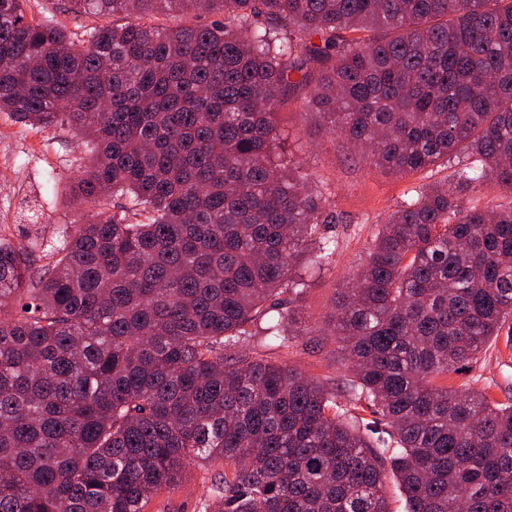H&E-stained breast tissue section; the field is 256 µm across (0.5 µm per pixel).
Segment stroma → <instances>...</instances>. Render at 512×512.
<instances>
[{
	"label": "stroma",
	"mask_w": 512,
	"mask_h": 512,
	"mask_svg": "<svg viewBox=\"0 0 512 512\" xmlns=\"http://www.w3.org/2000/svg\"><path fill=\"white\" fill-rule=\"evenodd\" d=\"M26 13L65 27L74 40L85 29L128 22L126 14L89 15L71 12L68 0H27ZM307 87H294L277 122L287 135L284 150L327 196V208L335 222L328 230L339 242L332 266L309 279L303 294L293 302L294 316L305 323H325L334 312L340 288L367 261L373 237L407 191L421 184L452 183V171L435 168L398 177L376 168L341 138L320 130L317 116L305 113ZM69 126L41 131L14 122L0 112V237L13 244L28 243L25 213L29 206L40 210L48 230L72 234L74 225L85 223L87 205L71 193V181L89 161L87 147ZM287 363L336 392L348 387L350 374L331 335L308 337L289 353ZM451 386L470 384L474 390L504 403L512 399V342L498 336L476 361L449 375ZM222 463L196 464L181 479L161 491L148 512H203L212 503V482Z\"/></svg>",
	"instance_id": "35a3bbf8"
}]
</instances>
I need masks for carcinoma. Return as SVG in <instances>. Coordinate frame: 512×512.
<instances>
[{"label": "carcinoma", "instance_id": "cac0c4a2", "mask_svg": "<svg viewBox=\"0 0 512 512\" xmlns=\"http://www.w3.org/2000/svg\"><path fill=\"white\" fill-rule=\"evenodd\" d=\"M24 2L0 0V112L77 127L92 215L42 258L0 238V512H146L219 460L222 512H391L389 472L405 512H512V404L438 383L512 318V206L461 198L512 194V0H70L219 16L80 46ZM309 65L328 136L400 176L456 164L340 289L346 402L239 349L318 333L269 305L336 253L327 199L279 152ZM466 202L471 206H490V205H511L512 198L510 194L489 186L481 187L476 191L466 193L464 196Z\"/></svg>", "mask_w": 512, "mask_h": 512}]
</instances>
